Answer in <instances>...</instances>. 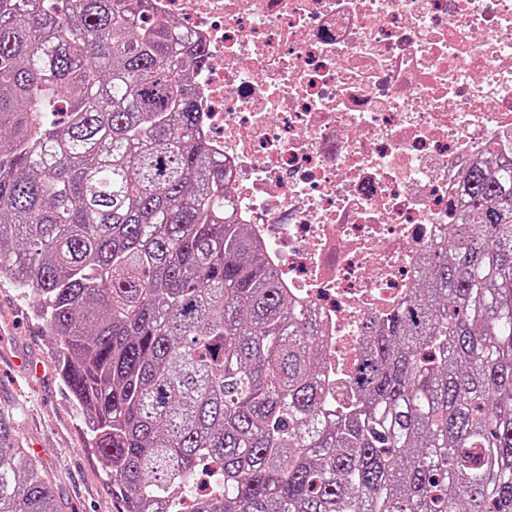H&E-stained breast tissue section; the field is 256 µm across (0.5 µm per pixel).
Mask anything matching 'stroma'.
I'll list each match as a JSON object with an SVG mask.
<instances>
[{"label":"stroma","mask_w":512,"mask_h":512,"mask_svg":"<svg viewBox=\"0 0 512 512\" xmlns=\"http://www.w3.org/2000/svg\"><path fill=\"white\" fill-rule=\"evenodd\" d=\"M0 417L45 471L59 512H121L83 418L62 387L32 305L0 276Z\"/></svg>","instance_id":"stroma-1"}]
</instances>
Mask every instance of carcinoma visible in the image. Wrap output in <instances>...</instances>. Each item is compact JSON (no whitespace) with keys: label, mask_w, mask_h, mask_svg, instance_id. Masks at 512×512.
Segmentation results:
<instances>
[{"label":"carcinoma","mask_w":512,"mask_h":512,"mask_svg":"<svg viewBox=\"0 0 512 512\" xmlns=\"http://www.w3.org/2000/svg\"><path fill=\"white\" fill-rule=\"evenodd\" d=\"M148 0H0V275L27 296L123 512H512V156L372 328L359 399L230 216ZM0 512H57L0 418Z\"/></svg>","instance_id":"carcinoma-1"}]
</instances>
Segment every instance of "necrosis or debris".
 Listing matches in <instances>:
<instances>
[{
    "instance_id": "4bbe7bcc",
    "label": "necrosis or debris",
    "mask_w": 512,
    "mask_h": 512,
    "mask_svg": "<svg viewBox=\"0 0 512 512\" xmlns=\"http://www.w3.org/2000/svg\"><path fill=\"white\" fill-rule=\"evenodd\" d=\"M205 48L200 131L238 223L322 328L328 390L512 153V0H152Z\"/></svg>"
}]
</instances>
